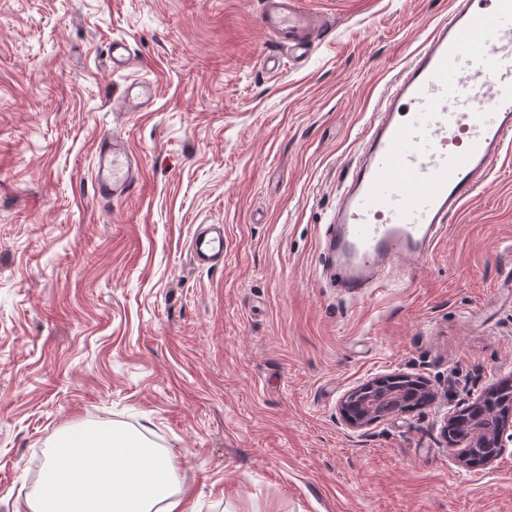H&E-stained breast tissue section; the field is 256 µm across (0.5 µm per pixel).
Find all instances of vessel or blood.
<instances>
[{"label": "vessel or blood", "instance_id": "b4317fda", "mask_svg": "<svg viewBox=\"0 0 512 512\" xmlns=\"http://www.w3.org/2000/svg\"><path fill=\"white\" fill-rule=\"evenodd\" d=\"M262 24L296 56L314 50L320 28L302 0H264ZM113 73L132 69L124 40L109 47ZM151 80L125 82L122 112L154 104ZM512 151V0H451L447 19L389 81L339 195L324 259L350 295L381 287L399 262H425L450 220ZM139 162L123 140L101 138L92 186L102 200L124 196ZM199 266L224 261V227L199 225L190 241Z\"/></svg>", "mask_w": 512, "mask_h": 512}]
</instances>
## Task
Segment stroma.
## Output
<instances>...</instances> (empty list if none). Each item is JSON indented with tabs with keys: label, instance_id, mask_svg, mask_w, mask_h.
<instances>
[{
	"label": "stroma",
	"instance_id": "1",
	"mask_svg": "<svg viewBox=\"0 0 512 512\" xmlns=\"http://www.w3.org/2000/svg\"><path fill=\"white\" fill-rule=\"evenodd\" d=\"M306 3L330 26L273 69L262 0H0V512L64 428L98 424L171 456L193 512H512V447L465 467L442 433L512 379V154L425 264L334 288L361 133L449 0ZM115 39L151 111H113ZM109 134L142 170L104 203ZM201 224L224 227L218 268L190 260ZM394 373L434 402L347 428L341 397ZM112 73L123 74L132 69L136 62L131 56L127 43L123 39L112 40L109 47Z\"/></svg>",
	"mask_w": 512,
	"mask_h": 512
}]
</instances>
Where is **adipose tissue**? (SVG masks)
I'll use <instances>...</instances> for the list:
<instances>
[{
  "instance_id": "1",
  "label": "adipose tissue",
  "mask_w": 512,
  "mask_h": 512,
  "mask_svg": "<svg viewBox=\"0 0 512 512\" xmlns=\"http://www.w3.org/2000/svg\"><path fill=\"white\" fill-rule=\"evenodd\" d=\"M28 512H187L175 466L112 425L65 430L52 444Z\"/></svg>"
}]
</instances>
